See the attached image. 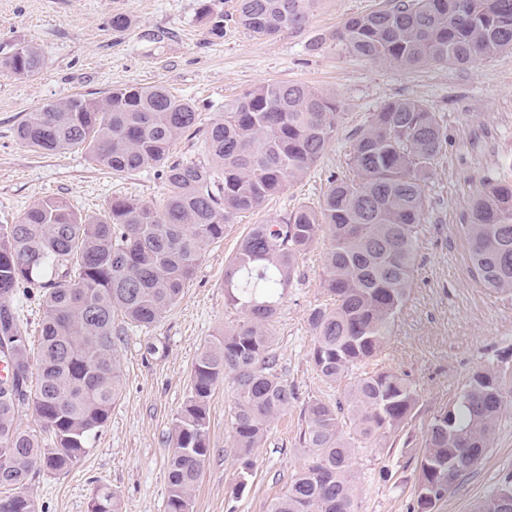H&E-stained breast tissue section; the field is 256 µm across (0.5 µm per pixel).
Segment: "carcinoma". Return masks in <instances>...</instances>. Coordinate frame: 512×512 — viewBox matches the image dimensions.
Segmentation results:
<instances>
[{
    "mask_svg": "<svg viewBox=\"0 0 512 512\" xmlns=\"http://www.w3.org/2000/svg\"><path fill=\"white\" fill-rule=\"evenodd\" d=\"M322 0H239L238 20L258 36L300 29ZM200 19L215 39L224 16L201 4ZM350 52L379 63L427 61L464 65L512 50V0H390L346 21L331 35ZM41 50L23 44L0 57V71L32 76ZM340 101L301 83L260 85L224 106V117L200 129L188 98L165 85L128 86L101 99L81 94L26 114L17 128L42 152L77 148L115 173L158 172L160 203L116 197L100 217H82L61 198L31 204L16 224L0 225V512H39L29 491L42 471L65 474L88 452L120 393L122 368L115 315L150 328L181 297L208 246L243 212L306 177L336 132ZM203 132L199 161L172 159L175 143ZM444 134L436 113L411 100L389 102L354 133L350 176L335 179L316 211L299 206L272 224H253L224 268L227 301L242 320L203 348L191 395L175 417L167 460L166 512H191L210 455L208 400L232 377L234 447L242 476L256 467L254 449L297 401L276 369L273 328L300 259L325 245L321 280L333 306L310 309L313 360L337 382L379 354L406 300L415 267L423 186ZM478 280L512 292V184L481 194L463 225ZM37 291L45 316L38 348V383L29 390L31 348L14 307L19 289ZM419 402L402 374L355 378L344 401L315 400L304 410L301 447L307 459L268 512H357L354 459L404 427ZM33 407L54 437L43 445L19 429L16 415ZM504 406L494 368L474 372L455 400L431 419L418 460V512H432L466 471L483 459ZM350 417L353 433L342 421ZM99 486L88 512H120Z\"/></svg>",
    "mask_w": 512,
    "mask_h": 512,
    "instance_id": "carcinoma-1",
    "label": "carcinoma"
}]
</instances>
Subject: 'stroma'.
I'll use <instances>...</instances> for the list:
<instances>
[{
    "label": "stroma",
    "instance_id": "stroma-1",
    "mask_svg": "<svg viewBox=\"0 0 512 512\" xmlns=\"http://www.w3.org/2000/svg\"><path fill=\"white\" fill-rule=\"evenodd\" d=\"M199 4L0 0V55L30 43L45 58L32 76L0 71V224L18 222L29 205L48 197L66 198L77 212L92 217L102 214L112 197L156 203L164 193L154 170L115 174L92 167L77 149L42 154L26 147L17 127L45 104L162 83L192 99L206 126L223 116L225 103L263 84L303 82L342 102L335 137L308 175L263 210L239 214L157 325L128 326L117 336L121 390L106 426L69 472L40 474L32 494L43 512H88L93 492L105 485L117 493L122 512H165L171 431L190 395L192 366L209 341L242 318L224 295L226 261L251 225L301 205L320 208L330 177L349 173L355 130L388 102L411 99L438 113L447 143L424 186L412 286L389 341L362 370L407 375L420 400L409 424L389 439L388 450L359 449L358 512H417L416 463L432 416L452 403L469 375L491 365L506 392L492 446L434 508L474 512L512 475V294L493 292L474 277L462 226L477 196L492 184L512 182V51L467 65L380 64L350 53L331 35L384 0H322L305 27L266 37L236 24L238 0H210L224 17L220 39L199 20ZM116 13L130 18L127 30L112 29ZM323 251V245H315L300 260L275 324L277 369L294 386L296 403L255 449V474L237 495L240 464L230 423L234 384L227 378L216 385L208 405L210 456L192 512H267L304 461L299 437L307 403L343 399L348 380L324 381L312 360L308 314L331 301L321 281Z\"/></svg>",
    "mask_w": 512,
    "mask_h": 512
}]
</instances>
